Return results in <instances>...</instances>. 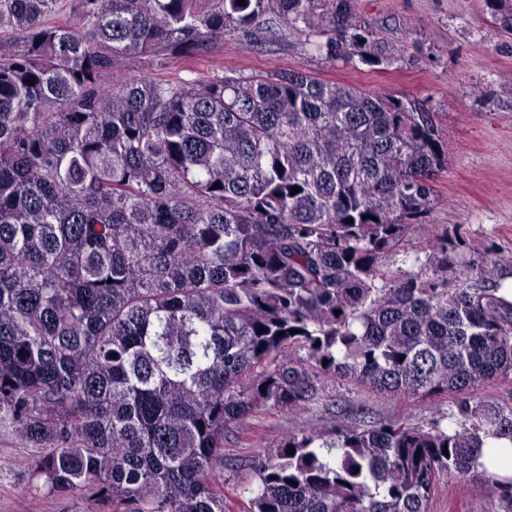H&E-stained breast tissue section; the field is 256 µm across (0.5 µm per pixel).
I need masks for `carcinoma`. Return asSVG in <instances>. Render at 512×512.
Instances as JSON below:
<instances>
[{
    "label": "carcinoma",
    "instance_id": "obj_1",
    "mask_svg": "<svg viewBox=\"0 0 512 512\" xmlns=\"http://www.w3.org/2000/svg\"><path fill=\"white\" fill-rule=\"evenodd\" d=\"M56 3L0 0V30L26 34L0 61V410L44 448L21 466L112 512H231L224 441L324 374L454 394L460 419L290 435L240 512H427L443 472L495 481L477 459L512 439V407L469 391L512 373L498 261L478 288L448 281L445 234L431 273L382 266L436 200L432 113L295 70L104 82L125 56H205L227 32L403 61L352 0H79L49 26ZM487 3L512 33V0Z\"/></svg>",
    "mask_w": 512,
    "mask_h": 512
}]
</instances>
